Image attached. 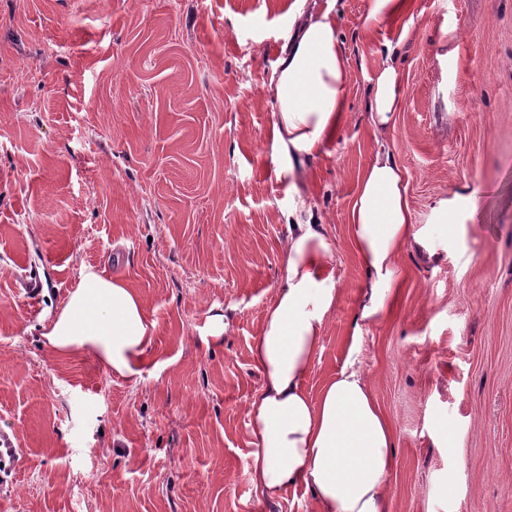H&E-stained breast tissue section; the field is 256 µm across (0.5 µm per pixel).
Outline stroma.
I'll list each match as a JSON object with an SVG mask.
<instances>
[{"label": "stroma", "instance_id": "1", "mask_svg": "<svg viewBox=\"0 0 512 512\" xmlns=\"http://www.w3.org/2000/svg\"><path fill=\"white\" fill-rule=\"evenodd\" d=\"M293 0H0V512H315L252 487L250 353L286 235L266 83ZM332 6L349 120L311 203L341 295L305 387L347 354L368 275L347 241L376 149L368 90L397 50L387 140L423 239L359 358L396 436L392 512H512V0H413L379 27ZM156 323L140 378L44 335L81 266ZM231 323L204 346L212 315Z\"/></svg>", "mask_w": 512, "mask_h": 512}]
</instances>
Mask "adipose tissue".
<instances>
[{"mask_svg":"<svg viewBox=\"0 0 512 512\" xmlns=\"http://www.w3.org/2000/svg\"><path fill=\"white\" fill-rule=\"evenodd\" d=\"M306 2L295 0L299 25L268 80L275 105L270 148L274 175L288 184V232L273 303L251 348L261 384L247 406L253 436L249 480L270 501L305 489L316 512H389L395 435L358 355L368 326L387 310L400 255L418 241L405 174L387 144L401 96L399 71L393 57H386L369 90L366 118L377 148L349 209L348 242L369 284L348 328L347 357L313 396L305 382L341 290L336 242L314 212L306 186L313 162L347 117L349 67L335 14ZM155 330L137 291L84 266L77 287L51 316L46 337L61 357L90 351L113 373L134 379Z\"/></svg>","mask_w":512,"mask_h":512,"instance_id":"obj_1","label":"adipose tissue"}]
</instances>
